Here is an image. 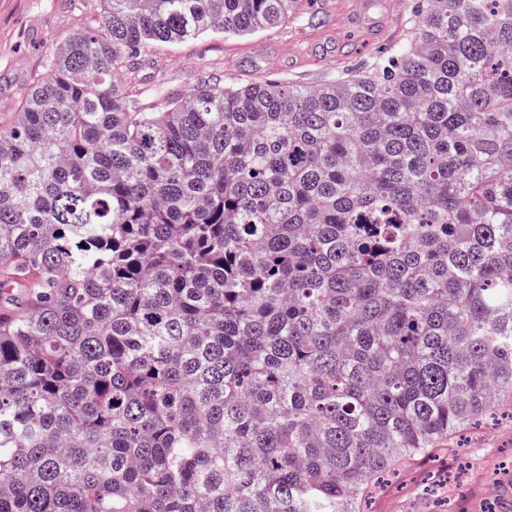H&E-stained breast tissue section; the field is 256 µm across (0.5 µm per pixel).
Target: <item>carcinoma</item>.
I'll list each match as a JSON object with an SVG mask.
<instances>
[{
  "label": "carcinoma",
  "instance_id": "carcinoma-1",
  "mask_svg": "<svg viewBox=\"0 0 512 512\" xmlns=\"http://www.w3.org/2000/svg\"><path fill=\"white\" fill-rule=\"evenodd\" d=\"M0 124V512H361L512 401V0L302 87L127 92L301 0H103Z\"/></svg>",
  "mask_w": 512,
  "mask_h": 512
}]
</instances>
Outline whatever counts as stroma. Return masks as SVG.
Listing matches in <instances>:
<instances>
[{
	"instance_id": "stroma-1",
	"label": "stroma",
	"mask_w": 512,
	"mask_h": 512,
	"mask_svg": "<svg viewBox=\"0 0 512 512\" xmlns=\"http://www.w3.org/2000/svg\"><path fill=\"white\" fill-rule=\"evenodd\" d=\"M101 0H0V122L10 119L64 36L98 20ZM416 0H305L296 21L253 36H203L149 48L130 85L140 107L198 84L241 87L265 79L316 86L365 70L378 51L409 40ZM512 512V405L464 427L429 455L391 471L365 512Z\"/></svg>"
}]
</instances>
